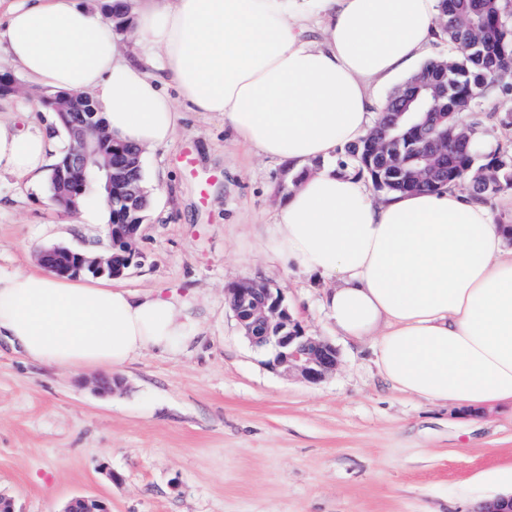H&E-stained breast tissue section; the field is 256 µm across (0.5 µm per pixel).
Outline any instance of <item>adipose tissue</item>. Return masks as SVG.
I'll list each match as a JSON object with an SVG mask.
<instances>
[{"mask_svg": "<svg viewBox=\"0 0 512 512\" xmlns=\"http://www.w3.org/2000/svg\"><path fill=\"white\" fill-rule=\"evenodd\" d=\"M321 43L288 0H137L127 58L84 0H0L8 61L32 83L90 96L113 140L166 145L186 113H217L235 142L307 168L278 206L270 249L333 281L337 330L370 339L398 392L463 413L512 403V226L458 188L375 200L338 171L381 108L378 87L413 70L435 40L438 0H326ZM56 116L19 128L0 114V175L32 185L71 140ZM188 299L45 267L0 270V339L61 370L118 371L174 354L205 330Z\"/></svg>", "mask_w": 512, "mask_h": 512, "instance_id": "obj_1", "label": "adipose tissue"}]
</instances>
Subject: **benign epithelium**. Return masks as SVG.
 <instances>
[{
    "instance_id": "benign-epithelium-1",
    "label": "benign epithelium",
    "mask_w": 512,
    "mask_h": 512,
    "mask_svg": "<svg viewBox=\"0 0 512 512\" xmlns=\"http://www.w3.org/2000/svg\"><path fill=\"white\" fill-rule=\"evenodd\" d=\"M442 91L430 97L417 89L408 94L405 104L390 113L385 126L369 133L378 143L385 142L389 131L401 129L395 140L404 145L407 155L405 175L411 180L429 178L434 173L432 156L419 148L425 128L420 116L433 111V102ZM63 126L70 135L72 148L52 178L67 189L58 193L59 203L67 208L104 184L107 202L126 200L127 178L112 167V137L105 131L97 113L92 111L84 95L57 93ZM140 229L138 224H108L110 250L103 255H90L63 246L41 251L40 262L55 273L69 277L91 275L119 277L132 264L136 251L133 241ZM238 327L256 347H269L273 365L286 372L297 373L304 381L321 382L338 363V351L331 343L310 336L296 322L288 306L264 283L245 279L225 289ZM61 512H110L99 499L76 497L64 505Z\"/></svg>"
}]
</instances>
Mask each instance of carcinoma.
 <instances>
[{
  "label": "carcinoma",
  "mask_w": 512,
  "mask_h": 512,
  "mask_svg": "<svg viewBox=\"0 0 512 512\" xmlns=\"http://www.w3.org/2000/svg\"><path fill=\"white\" fill-rule=\"evenodd\" d=\"M437 10V39L448 44V54L422 64L386 99L390 103L406 89L448 77V100L437 111L450 116L436 121L433 133L435 139L448 133V155L439 160L436 182L406 181L402 177L405 156L395 142L385 152L365 138L350 144L344 149L341 167L370 180L380 195L436 191L465 181L484 202L490 194L512 190V150L483 149L479 119L462 123L459 116L477 112L489 94L499 93L504 103L496 110V120L505 132L512 131V0H438ZM112 163L126 171L129 189L142 185L137 150L113 148Z\"/></svg>",
  "instance_id": "carcinoma-1"
}]
</instances>
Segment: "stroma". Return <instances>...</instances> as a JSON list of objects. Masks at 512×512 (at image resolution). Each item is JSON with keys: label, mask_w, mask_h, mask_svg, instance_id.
Wrapping results in <instances>:
<instances>
[{"label": "stroma", "mask_w": 512, "mask_h": 512, "mask_svg": "<svg viewBox=\"0 0 512 512\" xmlns=\"http://www.w3.org/2000/svg\"><path fill=\"white\" fill-rule=\"evenodd\" d=\"M0 110L42 118L47 87L17 76ZM194 163L184 166V149ZM165 186L118 282L188 297L205 329L200 347L145 352L94 391L95 372H65L0 342V494L16 512H61L71 498L111 512H471L512 489V406L475 415L394 390L369 343L339 336L321 304L325 282L289 272L268 249L285 161L235 143L223 119L187 114L166 146L142 155ZM48 181L0 177V267L29 268L43 230L55 243L106 253L100 224H66ZM265 281L306 333L339 362L310 384L271 365L239 331L225 290Z\"/></svg>", "instance_id": "1"}]
</instances>
